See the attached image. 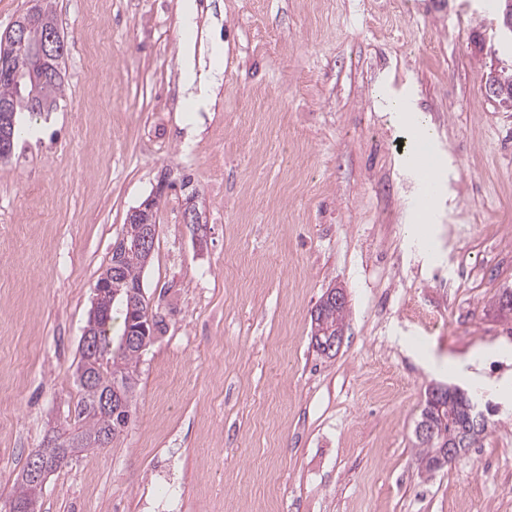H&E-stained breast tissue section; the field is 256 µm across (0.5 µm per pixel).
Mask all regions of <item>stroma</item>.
Segmentation results:
<instances>
[{
    "instance_id": "1",
    "label": "stroma",
    "mask_w": 512,
    "mask_h": 512,
    "mask_svg": "<svg viewBox=\"0 0 512 512\" xmlns=\"http://www.w3.org/2000/svg\"><path fill=\"white\" fill-rule=\"evenodd\" d=\"M68 42L36 140L0 162V512L30 453L71 428L93 288L127 215L173 183L142 273L159 327L132 421L50 475L37 512H512V73L495 0H51ZM222 70L190 104L182 63ZM408 100L442 160L423 188L390 111ZM207 218L183 224L182 176ZM348 294L333 357L311 314ZM470 362L471 375L448 371ZM496 384L459 463L425 474L433 384ZM499 83V84H498ZM499 85L501 87L506 88L510 94L512 95V75H503L498 76V82L496 80V75L490 74L485 79V90L486 92L495 97L497 100H500V104L511 108L512 107V98L508 97L504 92L499 88ZM434 197L428 195L424 200H421L414 215V220H411L412 231L423 239H428L429 228L434 212Z\"/></svg>"
}]
</instances>
